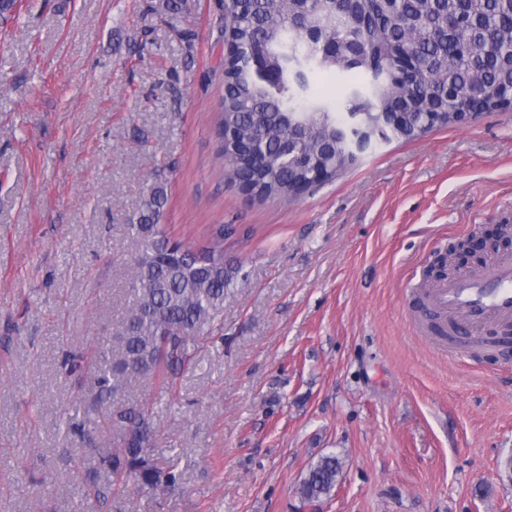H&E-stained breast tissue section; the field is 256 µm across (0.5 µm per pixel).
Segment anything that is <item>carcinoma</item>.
I'll use <instances>...</instances> for the list:
<instances>
[{
  "label": "carcinoma",
  "mask_w": 512,
  "mask_h": 512,
  "mask_svg": "<svg viewBox=\"0 0 512 512\" xmlns=\"http://www.w3.org/2000/svg\"><path fill=\"white\" fill-rule=\"evenodd\" d=\"M337 0H310L296 20L290 0H244L229 6L236 57L226 71L230 91L222 101L219 138L233 129L256 157L237 166L230 147L225 157L230 180L259 188V197L286 198L310 186L308 165L279 148L288 129L300 133V151L309 161L343 172L352 162L336 142L345 119L300 101L309 74L368 73L392 68L401 50L419 66L407 79L383 87L372 98L353 94V112L388 110L399 100L412 103L413 122L404 135L420 137L453 125L449 112L470 103L464 91L481 85L494 101L499 80L512 76V0H358L342 12ZM167 192L155 179L143 195L136 221L128 225L131 245L128 294L132 299L118 326L116 345L100 347L91 362L97 422L117 432L103 464L112 471V492L129 482L165 495L182 479L177 460L160 467L150 454L154 430L145 409L117 405L129 382L190 364L202 342L223 329L224 294L235 271L224 265V227L214 243L195 252L163 228ZM342 463L334 453L311 464L299 486L301 504L320 503L338 482Z\"/></svg>",
  "instance_id": "obj_1"
}]
</instances>
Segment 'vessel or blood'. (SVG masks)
Wrapping results in <instances>:
<instances>
[{"label": "vessel or blood", "instance_id": "b4317fda", "mask_svg": "<svg viewBox=\"0 0 512 512\" xmlns=\"http://www.w3.org/2000/svg\"><path fill=\"white\" fill-rule=\"evenodd\" d=\"M432 303L466 324L487 326L512 322V257L454 275L432 291Z\"/></svg>", "mask_w": 512, "mask_h": 512}]
</instances>
